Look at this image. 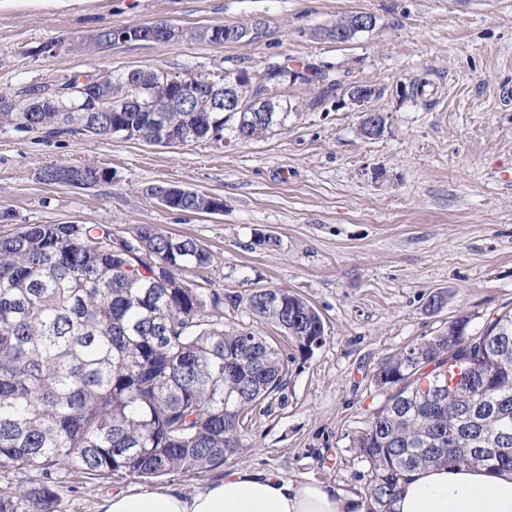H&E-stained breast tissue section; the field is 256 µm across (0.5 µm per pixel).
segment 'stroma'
Wrapping results in <instances>:
<instances>
[{"instance_id":"1","label":"stroma","mask_w":512,"mask_h":512,"mask_svg":"<svg viewBox=\"0 0 512 512\" xmlns=\"http://www.w3.org/2000/svg\"><path fill=\"white\" fill-rule=\"evenodd\" d=\"M367 12L373 31L351 43L313 29ZM261 18L265 34L216 45L118 43L89 56L39 54L43 44L104 27L165 22L184 30ZM347 73L382 89L381 138L360 136L345 95L317 101L284 84V126L242 142L152 145L91 133L0 126V237L29 224H97L134 240L151 224L197 240L214 256L196 282L221 296L212 320L254 324L234 296L285 288L322 316L312 354L257 325L288 356L284 386L250 414L246 448L223 466L153 482L70 478L55 512H100L118 492L189 493L238 470L324 482L364 507L367 464L351 446L385 398L374 381L387 356L431 339L458 316L475 335L512 309V0H0V91L14 100L52 94L75 76L152 69L212 81L274 61ZM433 82L412 96L420 78ZM94 162L112 178L93 188L48 184L47 166ZM176 185L224 200L220 214L167 208L148 194ZM444 305L430 311L429 301Z\"/></svg>"}]
</instances>
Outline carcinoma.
Listing matches in <instances>:
<instances>
[{
	"instance_id": "carcinoma-1",
	"label": "carcinoma",
	"mask_w": 512,
	"mask_h": 512,
	"mask_svg": "<svg viewBox=\"0 0 512 512\" xmlns=\"http://www.w3.org/2000/svg\"><path fill=\"white\" fill-rule=\"evenodd\" d=\"M188 32L223 44L235 33L220 25ZM319 95L342 87L318 70ZM200 96L183 108L120 111L130 98L127 73L106 72L86 89L96 102V134L147 139L161 131L209 138L221 115L209 111L216 83L199 77ZM72 112L42 99L36 112H0V123L39 130L70 122ZM59 163L43 170L54 183ZM198 194L171 198L170 208L209 212ZM129 263L112 253L103 225L29 224L0 237V472L34 479L0 489V512H55L54 487L69 477L145 481L175 472L216 469L246 447V418L288 375V355L249 327L224 328L206 314L202 289L189 276L213 255L192 238L140 227ZM162 280L154 288L144 279ZM271 299L246 302L257 321L274 326L302 352L323 343L325 325L303 298L272 288ZM465 315L440 335L385 358L375 375L387 391L352 447L367 463L366 512H394L401 480L420 467L464 465L512 472V313L466 333ZM467 381L437 399L427 389L448 362Z\"/></svg>"
}]
</instances>
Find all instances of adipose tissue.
<instances>
[{"label":"adipose tissue","instance_id":"1","mask_svg":"<svg viewBox=\"0 0 512 512\" xmlns=\"http://www.w3.org/2000/svg\"><path fill=\"white\" fill-rule=\"evenodd\" d=\"M350 503L321 482L297 484L263 471H236L186 494L175 489L120 493L102 512H348ZM396 512H512V473L464 466L407 474Z\"/></svg>","mask_w":512,"mask_h":512}]
</instances>
